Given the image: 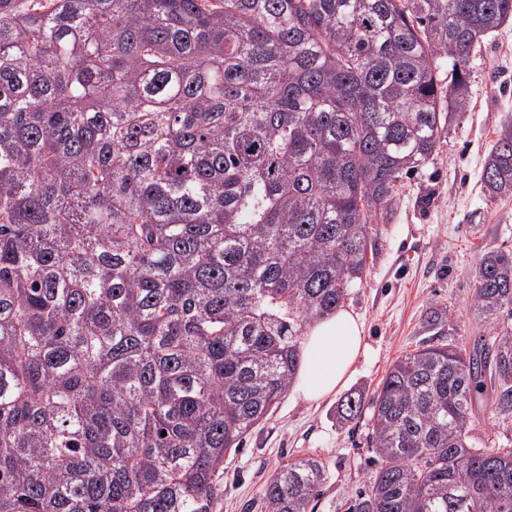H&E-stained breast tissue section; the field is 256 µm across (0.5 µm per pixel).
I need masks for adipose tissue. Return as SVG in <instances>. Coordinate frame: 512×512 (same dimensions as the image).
Listing matches in <instances>:
<instances>
[{
    "label": "adipose tissue",
    "mask_w": 512,
    "mask_h": 512,
    "mask_svg": "<svg viewBox=\"0 0 512 512\" xmlns=\"http://www.w3.org/2000/svg\"><path fill=\"white\" fill-rule=\"evenodd\" d=\"M365 352L363 324L351 311L340 309L314 322L301 343L294 385L298 398L314 403L336 396Z\"/></svg>",
    "instance_id": "adipose-tissue-1"
}]
</instances>
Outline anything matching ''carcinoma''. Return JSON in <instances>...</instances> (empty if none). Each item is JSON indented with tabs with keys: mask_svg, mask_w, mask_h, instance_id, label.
I'll return each instance as SVG.
<instances>
[{
	"mask_svg": "<svg viewBox=\"0 0 512 512\" xmlns=\"http://www.w3.org/2000/svg\"><path fill=\"white\" fill-rule=\"evenodd\" d=\"M512 0H0V512H221L224 455L288 393L298 337L362 283L370 225L465 111ZM450 60L448 78L438 67ZM483 190L512 195V132ZM471 349L366 398L379 466L348 512H512V250ZM312 457L264 512H312ZM471 436L477 448L494 449L500 445L512 446V420L502 421L491 409L490 403L479 398L473 407Z\"/></svg>",
	"mask_w": 512,
	"mask_h": 512,
	"instance_id": "carcinoma-1",
	"label": "carcinoma"
}]
</instances>
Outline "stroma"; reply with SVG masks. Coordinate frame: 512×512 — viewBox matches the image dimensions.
I'll list each match as a JSON object with an SVG mask.
<instances>
[{
	"instance_id": "35a3bbf8",
	"label": "stroma",
	"mask_w": 512,
	"mask_h": 512,
	"mask_svg": "<svg viewBox=\"0 0 512 512\" xmlns=\"http://www.w3.org/2000/svg\"><path fill=\"white\" fill-rule=\"evenodd\" d=\"M468 67L465 112L433 158L403 176L394 217L376 224L361 286L345 309L364 323L366 357L356 363L346 392L371 394L390 366L432 337L467 348L475 336L494 335L470 304L481 259L488 250L512 249V196L489 198L482 188L485 159L512 130V23L483 39ZM441 312L438 335L422 326L428 307ZM337 399L308 404L287 393L268 419L224 459L222 512H261L274 470L310 456L325 469L314 512H347L375 466L368 445L369 418H338ZM477 447L512 445V420H501L487 400L473 409Z\"/></svg>"
}]
</instances>
